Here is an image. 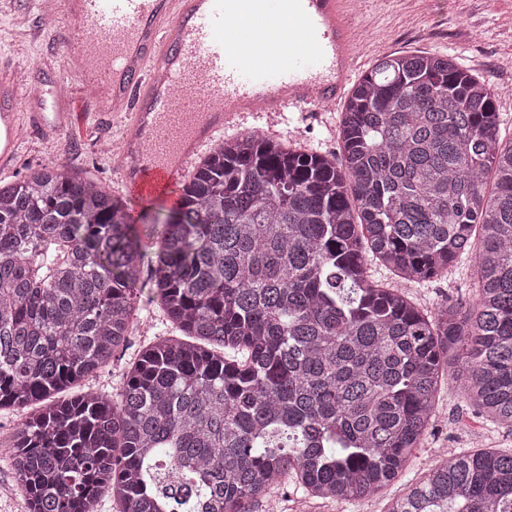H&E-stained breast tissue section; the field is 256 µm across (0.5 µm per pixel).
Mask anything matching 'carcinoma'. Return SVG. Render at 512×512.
<instances>
[{"label":"carcinoma","instance_id":"1","mask_svg":"<svg viewBox=\"0 0 512 512\" xmlns=\"http://www.w3.org/2000/svg\"><path fill=\"white\" fill-rule=\"evenodd\" d=\"M495 89L439 53L377 60L339 153L254 134L203 158L165 217L151 280L176 334L114 398L57 395L127 347L145 254L100 185L43 164L0 185V410L32 512H256L397 478L452 373L512 432V142ZM481 228L475 305L428 314L371 279L448 274ZM387 512H512V450L455 451Z\"/></svg>","mask_w":512,"mask_h":512}]
</instances>
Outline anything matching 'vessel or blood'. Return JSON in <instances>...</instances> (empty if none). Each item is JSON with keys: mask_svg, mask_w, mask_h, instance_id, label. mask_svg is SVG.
<instances>
[{"mask_svg": "<svg viewBox=\"0 0 512 512\" xmlns=\"http://www.w3.org/2000/svg\"><path fill=\"white\" fill-rule=\"evenodd\" d=\"M74 20L66 52L99 114L128 112L142 143L118 157L122 180L156 196L244 112L334 103L355 71L351 0H56ZM59 98L42 111L16 73L0 71V166L22 125L61 131Z\"/></svg>", "mask_w": 512, "mask_h": 512, "instance_id": "1", "label": "vessel or blood"}]
</instances>
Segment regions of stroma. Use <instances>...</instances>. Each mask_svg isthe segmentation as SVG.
Segmentation results:
<instances>
[{
  "label": "stroma",
  "instance_id": "1",
  "mask_svg": "<svg viewBox=\"0 0 512 512\" xmlns=\"http://www.w3.org/2000/svg\"><path fill=\"white\" fill-rule=\"evenodd\" d=\"M352 10L359 35L356 76H363L377 59L391 53L424 50L450 56L495 86L500 131L505 139L512 140V0H354ZM71 24L70 18L59 13L46 18L40 0H0V67L34 73L67 68L58 33ZM343 109L339 102L328 112L289 107L275 118L253 112L225 126L224 135L230 138L258 131L303 150L335 152L340 148ZM67 110L64 131L26 132L11 167L0 170L1 183L19 179L30 168L56 162L82 172L133 210L173 205L178 186L151 199L135 195L121 183L111 159L100 153L99 143L120 137L123 122L91 113L87 93L79 90L71 93ZM473 277L474 265L467 262L450 269L444 277L409 284L406 291L420 308L433 313L444 304L464 302ZM166 331L151 282L142 278L128 348L81 380L78 391L120 392L138 350ZM436 405V419L414 449L403 474L376 494L336 504L307 498L285 483L263 499L258 512H386L389 502L422 481L446 451L512 449V433L493 427L477 414L453 380L441 382ZM24 417L18 410L0 411V512H30L12 467L13 434Z\"/></svg>",
  "mask_w": 512,
  "mask_h": 512
}]
</instances>
